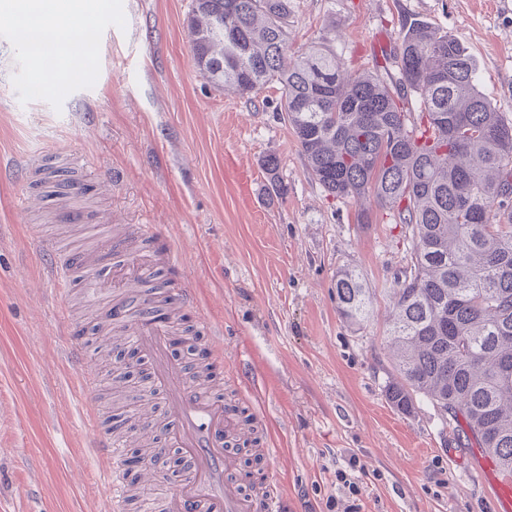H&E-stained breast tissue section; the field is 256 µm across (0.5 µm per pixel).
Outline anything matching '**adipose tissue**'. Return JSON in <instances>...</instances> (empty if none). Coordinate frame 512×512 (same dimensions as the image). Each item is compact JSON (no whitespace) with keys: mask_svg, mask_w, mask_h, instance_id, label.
I'll return each instance as SVG.
<instances>
[{"mask_svg":"<svg viewBox=\"0 0 512 512\" xmlns=\"http://www.w3.org/2000/svg\"><path fill=\"white\" fill-rule=\"evenodd\" d=\"M16 10L17 29L26 40L31 57L46 54L66 57L79 48L69 22L84 12V0H19ZM50 13L59 17L58 25L44 24V16Z\"/></svg>","mask_w":512,"mask_h":512,"instance_id":"adipose-tissue-1","label":"adipose tissue"}]
</instances>
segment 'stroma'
I'll return each instance as SVG.
<instances>
[{
  "label": "stroma",
  "mask_w": 512,
  "mask_h": 512,
  "mask_svg": "<svg viewBox=\"0 0 512 512\" xmlns=\"http://www.w3.org/2000/svg\"><path fill=\"white\" fill-rule=\"evenodd\" d=\"M193 0H92L97 36L80 75L71 61L30 59L0 18V512H107L108 490L87 445L92 416L126 415L108 395L115 362L83 351L99 382L83 391L64 321L91 329L95 303L53 292L48 241L81 245L98 221L152 224L172 240L167 269L190 288L224 345L225 399L259 403L258 459L284 489L281 512H330L337 470L359 485L360 512H494L475 448L425 398L395 409L384 333L392 290L409 263L410 233L381 209L329 195L308 171L272 82L253 99L225 92L196 67ZM293 46L329 41L351 70L394 47L422 20L457 37L479 85L512 123V0H291ZM279 158L276 194L262 167ZM88 187L86 224L42 223L21 171L34 156ZM356 269L371 316L346 324L338 269ZM357 458L364 471L350 470Z\"/></svg>",
  "instance_id": "35a3bbf8"
}]
</instances>
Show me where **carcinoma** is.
<instances>
[{
    "label": "carcinoma",
    "instance_id": "1",
    "mask_svg": "<svg viewBox=\"0 0 512 512\" xmlns=\"http://www.w3.org/2000/svg\"><path fill=\"white\" fill-rule=\"evenodd\" d=\"M291 0H194L188 36L198 69L250 95L282 86L285 120L329 194L370 204L411 231L410 272L397 282L387 348L402 412L417 396L463 418L462 441L512 471V126L478 88L460 41L411 23L392 64L351 72L324 43L293 48ZM415 99L421 111H404ZM341 318L370 317L362 276L336 271ZM109 354L134 356L108 333Z\"/></svg>",
    "mask_w": 512,
    "mask_h": 512
}]
</instances>
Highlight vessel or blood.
<instances>
[{
  "instance_id": "b4317fda",
  "label": "vessel or blood",
  "mask_w": 512,
  "mask_h": 512,
  "mask_svg": "<svg viewBox=\"0 0 512 512\" xmlns=\"http://www.w3.org/2000/svg\"><path fill=\"white\" fill-rule=\"evenodd\" d=\"M157 231L151 224H116L90 247L53 246L48 266L54 288L66 294L75 288L76 273L93 281V290L103 304L97 326L104 332L134 337L141 358L152 365L151 383L163 395V411L155 413L142 405L133 420L141 434L162 430L165 444L157 448V462L150 467L153 478H160L167 447L178 448L187 460L186 474L180 484L159 503V512H279L282 488L277 475L266 471L256 482H248L239 455L231 442L255 445L257 433L252 423H231L221 395L205 389L202 371L224 357L223 345L212 337V325L199 320L198 328L210 333L204 359L189 366L175 354L172 329L194 304L187 288L176 290L159 284L147 287L153 268L167 262L172 248L150 251ZM129 264L123 289H113L111 282L96 280L95 274L109 256ZM72 359L80 364L86 384H94L96 375L85 362L80 330L66 327ZM127 436L123 430L94 431L90 446L102 464L104 479L118 512H123L134 491L116 470L123 460ZM483 469L492 479L497 512H512V473L504 470L498 459L483 454Z\"/></svg>"
}]
</instances>
